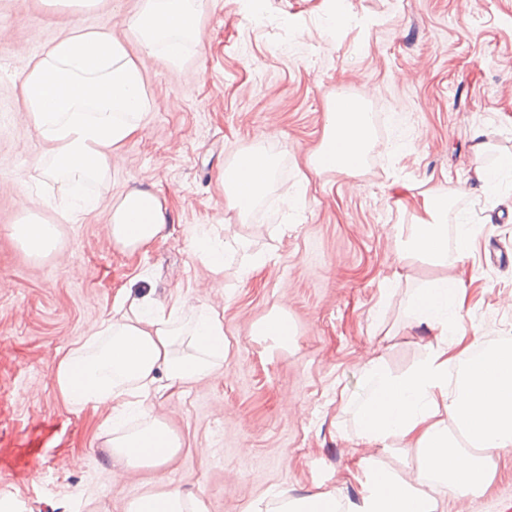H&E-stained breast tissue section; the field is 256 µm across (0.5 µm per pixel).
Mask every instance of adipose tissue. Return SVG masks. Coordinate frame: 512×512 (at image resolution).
<instances>
[{
	"label": "adipose tissue",
	"instance_id": "adipose-tissue-1",
	"mask_svg": "<svg viewBox=\"0 0 512 512\" xmlns=\"http://www.w3.org/2000/svg\"><path fill=\"white\" fill-rule=\"evenodd\" d=\"M200 0H144L126 25L142 47L178 61L195 35ZM20 95L39 139L48 148L43 175L73 189L72 218L94 212L109 189L114 151L139 130L149 107L143 76L124 44L107 27L77 26L46 44L20 83ZM375 145L359 113L328 112L322 144L311 161L315 173L355 172ZM276 158L262 147L241 150L221 175L227 207L247 218L271 191ZM11 234L34 256L52 252L57 225L24 208ZM167 208L154 188H128L112 203L106 230L114 244L135 254L164 237ZM471 225L447 226V207L435 198L430 218L411 225L398 250L455 263L468 252ZM460 288L443 280L419 290L413 304L443 331V345L407 375L388 372L382 359L366 363L367 395L357 408L361 438L381 450L416 449L409 479L362 458L356 475L360 502L343 505L334 492L302 497L274 494L254 512H436L422 487L435 480L463 501L490 478L486 454L512 447V340L483 347L479 356L454 352L453 328ZM226 358L224 320L207 305L183 296L160 302L119 296L110 318L82 344L57 360L53 385L73 411H100L106 446L130 468L160 469L181 448L178 435L154 412L155 398L209 377ZM446 420H438V412ZM137 425L124 428L125 418ZM127 512H204L201 500L174 488L145 491Z\"/></svg>",
	"mask_w": 512,
	"mask_h": 512
}]
</instances>
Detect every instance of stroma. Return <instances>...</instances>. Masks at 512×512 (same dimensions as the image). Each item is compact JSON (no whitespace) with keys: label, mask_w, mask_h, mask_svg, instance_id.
I'll use <instances>...</instances> for the list:
<instances>
[{"label":"stroma","mask_w":512,"mask_h":512,"mask_svg":"<svg viewBox=\"0 0 512 512\" xmlns=\"http://www.w3.org/2000/svg\"><path fill=\"white\" fill-rule=\"evenodd\" d=\"M259 2L255 15L245 0H202L199 37L175 67L125 27L139 0L81 16L0 0V493L18 512H126L158 484L197 495L206 512H252L278 492L358 501L364 365L380 357L403 376L439 343L414 292L461 280L463 343L512 338V177L481 186L484 170L512 156V0H342L336 24L332 0ZM78 23L111 27L143 72L150 109L98 210L65 223L62 185L34 168L44 146L18 87L46 43ZM340 93L367 104L382 149L358 174L314 176ZM252 145L277 170L244 223L219 175ZM138 182L160 191L171 224L130 255L105 226L112 199ZM436 195L448 199L449 227L477 226L462 263L397 252L402 226L428 220ZM28 200L62 226L48 255H29L10 233ZM201 238L245 241L266 264L214 274L195 255ZM123 288L159 301L179 293L224 317V364L154 403L182 442L158 471L114 458L99 415L67 408L52 383L55 361L111 316ZM276 305L292 328L285 346L256 333ZM489 457L491 479L463 505L425 484L438 512H512V447Z\"/></svg>","instance_id":"1"}]
</instances>
